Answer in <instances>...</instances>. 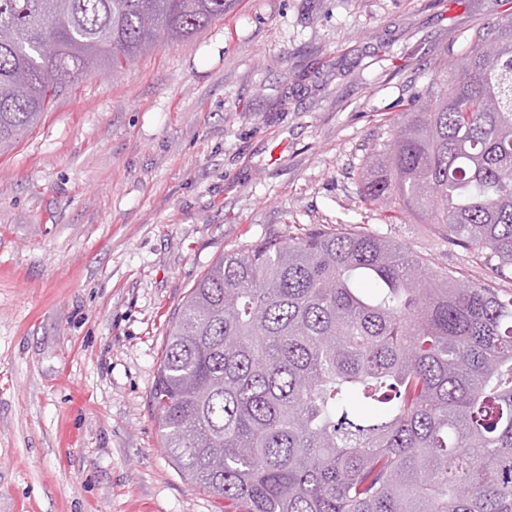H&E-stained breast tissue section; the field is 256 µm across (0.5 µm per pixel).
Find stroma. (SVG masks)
<instances>
[{
    "instance_id": "obj_1",
    "label": "stroma",
    "mask_w": 512,
    "mask_h": 512,
    "mask_svg": "<svg viewBox=\"0 0 512 512\" xmlns=\"http://www.w3.org/2000/svg\"><path fill=\"white\" fill-rule=\"evenodd\" d=\"M503 0H227L224 16L78 77L0 149V512H247L166 454V333L224 251L362 224L489 272L364 200L403 103Z\"/></svg>"
}]
</instances>
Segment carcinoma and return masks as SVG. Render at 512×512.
<instances>
[{
    "label": "carcinoma",
    "mask_w": 512,
    "mask_h": 512,
    "mask_svg": "<svg viewBox=\"0 0 512 512\" xmlns=\"http://www.w3.org/2000/svg\"><path fill=\"white\" fill-rule=\"evenodd\" d=\"M225 6L0 0V148L72 78ZM408 106L360 173L366 200L512 281V7ZM152 401L173 464L248 512H512V291L359 224L219 257L169 327Z\"/></svg>",
    "instance_id": "cac0c4a2"
}]
</instances>
